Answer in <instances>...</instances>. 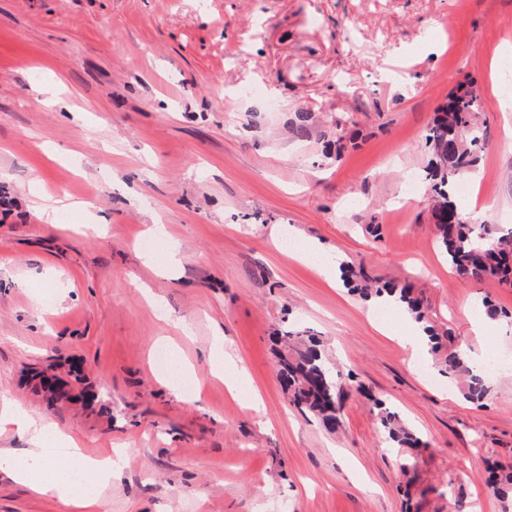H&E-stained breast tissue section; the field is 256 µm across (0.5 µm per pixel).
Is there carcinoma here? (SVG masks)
Instances as JSON below:
<instances>
[{
  "label": "carcinoma",
  "mask_w": 512,
  "mask_h": 512,
  "mask_svg": "<svg viewBox=\"0 0 512 512\" xmlns=\"http://www.w3.org/2000/svg\"><path fill=\"white\" fill-rule=\"evenodd\" d=\"M479 98L473 82L456 87L442 105L425 135V146L431 159L426 179L432 191V218L438 241L448 263L457 276L467 282L493 281L512 288V228L492 230L471 220L451 194L453 185L470 178L479 164L484 141L483 131L476 122ZM339 271L351 291L366 300L389 298L406 308L407 313L426 334L430 351L437 356L435 365L442 374L464 378L462 396L476 406L485 405L491 394L489 381L479 365L454 345L451 338L435 332L424 300L408 284L384 282L373 284L365 267L357 269L342 264ZM286 352L279 355L278 374L288 393V400L298 410L311 413L329 432L342 425L341 395L344 387L353 386L352 375L338 380L327 363L322 342L316 336L287 331L278 337ZM74 382L58 379L48 383L44 371H29L30 391L47 406L61 401L82 403L100 416L112 417V409L91 387L84 385L78 367L69 370ZM380 425L386 441L393 448L423 446L418 434L382 401H375ZM489 494L500 499H512V469L495 467L489 470Z\"/></svg>",
  "instance_id": "carcinoma-1"
}]
</instances>
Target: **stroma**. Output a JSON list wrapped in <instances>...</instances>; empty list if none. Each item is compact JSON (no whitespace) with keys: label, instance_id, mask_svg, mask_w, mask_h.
<instances>
[{"label":"stroma","instance_id":"obj_1","mask_svg":"<svg viewBox=\"0 0 512 512\" xmlns=\"http://www.w3.org/2000/svg\"><path fill=\"white\" fill-rule=\"evenodd\" d=\"M511 63L512 0H0V396L87 455L116 450L94 512H512L483 484L512 465V328L483 302L512 311V289L459 279L426 187L405 193L436 108L470 80L486 146L458 203L512 226ZM38 191L81 206L46 222ZM326 256L413 283L438 333L496 357L488 406L428 346L412 370ZM296 327L364 386L338 432L276 377L272 339ZM160 339L194 391L166 385ZM219 339L247 369L233 392L211 372ZM49 364L79 365L111 417L46 408L25 376ZM375 397L426 448L389 447ZM0 512L72 510L0 470Z\"/></svg>","mask_w":512,"mask_h":512}]
</instances>
